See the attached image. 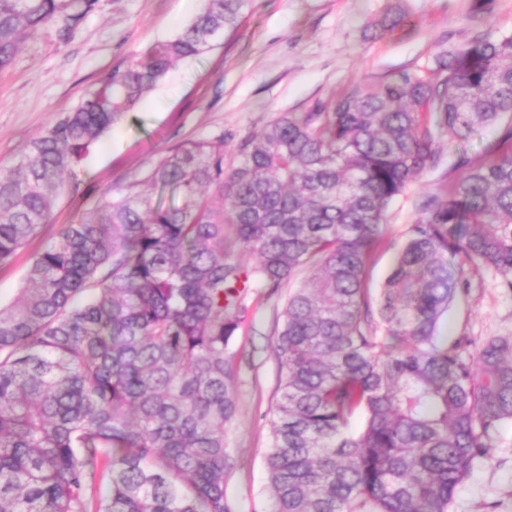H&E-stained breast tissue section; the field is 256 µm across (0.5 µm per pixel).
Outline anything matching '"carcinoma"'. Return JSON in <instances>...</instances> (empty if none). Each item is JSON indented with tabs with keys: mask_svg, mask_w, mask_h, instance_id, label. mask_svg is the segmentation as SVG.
<instances>
[{
	"mask_svg": "<svg viewBox=\"0 0 512 512\" xmlns=\"http://www.w3.org/2000/svg\"><path fill=\"white\" fill-rule=\"evenodd\" d=\"M97 0H0V70L45 26L68 42ZM254 0H205L176 37L116 67L0 171V267L76 191V168L180 61L230 36ZM332 110L237 144L169 149V201L106 196L35 255L0 303V512H231L229 347L251 290L288 293L265 466L273 512H449L512 423V336H440L491 267L512 289V36H481ZM500 128L422 203L383 287L370 264L392 205L443 137ZM219 193L225 208H212ZM254 256L231 260L225 229Z\"/></svg>",
	"mask_w": 512,
	"mask_h": 512,
	"instance_id": "1",
	"label": "carcinoma"
}]
</instances>
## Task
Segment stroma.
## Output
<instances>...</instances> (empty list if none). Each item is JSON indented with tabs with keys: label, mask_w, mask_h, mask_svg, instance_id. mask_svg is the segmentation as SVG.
Wrapping results in <instances>:
<instances>
[{
	"label": "stroma",
	"mask_w": 512,
	"mask_h": 512,
	"mask_svg": "<svg viewBox=\"0 0 512 512\" xmlns=\"http://www.w3.org/2000/svg\"><path fill=\"white\" fill-rule=\"evenodd\" d=\"M203 0H97L72 39L59 43L52 27L24 40L0 70V170L21 162L52 117L74 108L111 69L172 39L202 10ZM478 35H512V0H256L231 38L173 68L83 160L75 194L62 197L52 223L0 268V299L17 295L32 257L53 242L62 225L94 210L102 195L158 199L148 176L171 147L223 136L235 162L237 143L288 114L332 108L353 88H372L409 72L435 78L437 52ZM487 127L451 139L440 165L425 172L392 206L385 244L372 261L371 282L391 272L404 230L419 204L448 182L458 155L474 156L497 140ZM468 296L448 310L440 333L467 335L466 357L495 336H512V290L502 275L483 269ZM287 291L250 293L246 318L231 349L237 373V415L226 428L234 466L225 493L234 512H271L264 465L270 423L280 398L275 343ZM450 512H512V424L496 438L493 463H475L458 485Z\"/></svg>",
	"instance_id": "1"
}]
</instances>
